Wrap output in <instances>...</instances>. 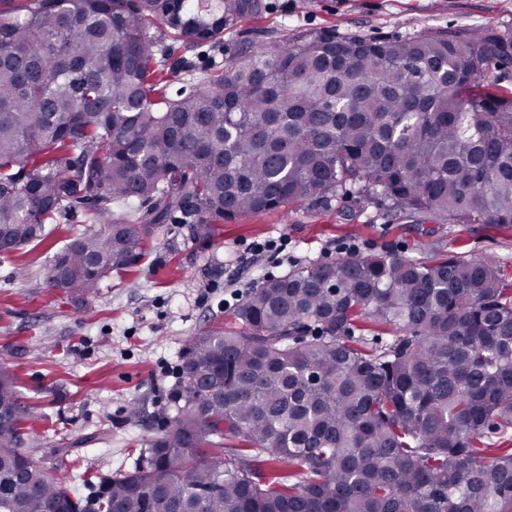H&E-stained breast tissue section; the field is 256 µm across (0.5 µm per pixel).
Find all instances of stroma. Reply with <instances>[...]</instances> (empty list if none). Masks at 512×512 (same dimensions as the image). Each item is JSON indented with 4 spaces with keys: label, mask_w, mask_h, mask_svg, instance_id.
Here are the masks:
<instances>
[{
    "label": "stroma",
    "mask_w": 512,
    "mask_h": 512,
    "mask_svg": "<svg viewBox=\"0 0 512 512\" xmlns=\"http://www.w3.org/2000/svg\"><path fill=\"white\" fill-rule=\"evenodd\" d=\"M223 43L161 33L184 59L195 87L223 73L230 51L299 33L407 37L439 29L496 33L512 41V0H254ZM287 237L279 257L246 256L251 242ZM392 251L431 261L442 255L495 260L512 289V230L448 224L396 210L383 197L344 188L324 204L248 214L206 240L172 221L143 236L141 256L102 278L95 293L48 283L49 243L0 252V364L15 371L24 406L23 446L43 457L77 495L96 494L99 477L132 469L174 414L187 341L236 332L253 288L313 262Z\"/></svg>",
    "instance_id": "35a3bbf8"
}]
</instances>
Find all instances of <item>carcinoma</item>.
Here are the masks:
<instances>
[{
  "label": "carcinoma",
  "instance_id": "obj_1",
  "mask_svg": "<svg viewBox=\"0 0 512 512\" xmlns=\"http://www.w3.org/2000/svg\"><path fill=\"white\" fill-rule=\"evenodd\" d=\"M0 0V224L20 250L94 203L107 224L54 252L49 280L91 294L179 212L195 238L348 184L448 224L512 228V90L497 35L440 29L370 40L255 43L207 88L164 93L157 0ZM252 0H224L221 39ZM96 260L100 272L87 271ZM368 317L394 328L375 348ZM239 332L191 338L172 428L131 471L78 498L21 448L0 365V512H512V292L494 262L383 252L262 283ZM242 447L225 456L224 439ZM266 454L273 471H257Z\"/></svg>",
  "mask_w": 512,
  "mask_h": 512
}]
</instances>
